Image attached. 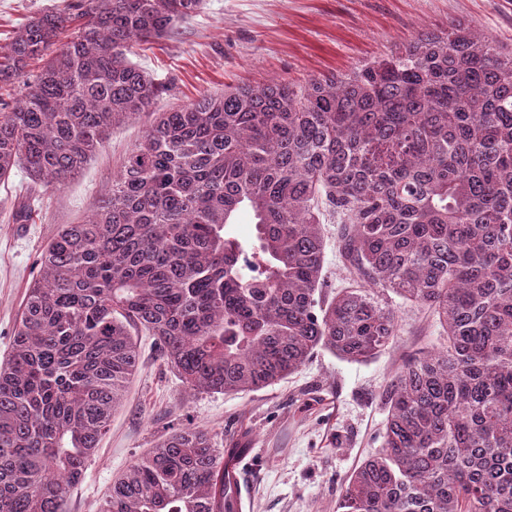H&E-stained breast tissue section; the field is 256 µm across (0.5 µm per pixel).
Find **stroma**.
<instances>
[{
    "mask_svg": "<svg viewBox=\"0 0 512 512\" xmlns=\"http://www.w3.org/2000/svg\"><path fill=\"white\" fill-rule=\"evenodd\" d=\"M74 2L0 0V43L28 16ZM453 23L512 47V0H204L132 60L164 84L156 108L166 111L238 85L347 74ZM144 127L135 120L115 128L62 188L35 189L20 167L0 181V363L40 275L44 247L63 225L90 215ZM24 200L31 218L21 223L15 210ZM370 294L399 323L394 341L375 358L350 362L320 348L287 379L250 393L186 389L153 338L137 337L136 375L66 512H97L113 479L181 427L209 432L221 448L229 437L246 438L243 512H335L343 479L381 444L387 384L412 355L444 345L428 312L389 290Z\"/></svg>",
    "mask_w": 512,
    "mask_h": 512,
    "instance_id": "1",
    "label": "stroma"
}]
</instances>
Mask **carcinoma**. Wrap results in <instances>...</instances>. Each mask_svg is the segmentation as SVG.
<instances>
[{
  "label": "carcinoma",
  "mask_w": 512,
  "mask_h": 512,
  "mask_svg": "<svg viewBox=\"0 0 512 512\" xmlns=\"http://www.w3.org/2000/svg\"><path fill=\"white\" fill-rule=\"evenodd\" d=\"M202 0H80L0 44V179L61 188L112 128L152 120L90 219L40 257L0 366V512H62L154 337L192 390L247 393L318 348L363 362L398 335L387 289L438 317L447 347L405 363L382 446L336 512H512V48L463 24L345 77L244 85L154 110L129 58ZM254 235L231 226L239 212ZM353 284L328 295L321 224ZM208 432L170 433L98 512H241Z\"/></svg>",
  "instance_id": "obj_1"
}]
</instances>
